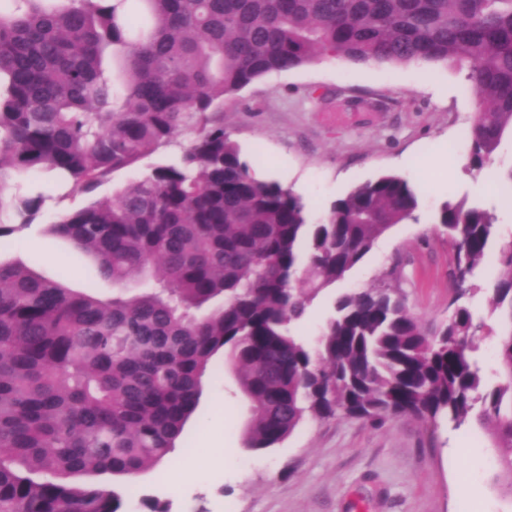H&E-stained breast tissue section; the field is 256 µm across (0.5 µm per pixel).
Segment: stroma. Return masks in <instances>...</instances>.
<instances>
[{
  "label": "stroma",
  "mask_w": 512,
  "mask_h": 512,
  "mask_svg": "<svg viewBox=\"0 0 512 512\" xmlns=\"http://www.w3.org/2000/svg\"><path fill=\"white\" fill-rule=\"evenodd\" d=\"M478 106L464 72L450 64L325 57L264 75L225 98L224 129L243 159L300 196L310 221L355 185L383 174L406 179L419 194V223L394 225L293 325L306 345L315 343L338 295L372 287L392 269L414 317L425 325L447 319L455 245L430 219L441 203L465 198L494 210L495 246L512 242V188L483 189L496 168L512 164V138H504L493 166L469 169L471 132L460 121L473 119ZM190 139L180 135L133 169L114 173L92 197L39 177L47 213L110 199ZM0 260L24 262L75 291L112 295L95 261L46 235L39 221L0 238ZM497 275L494 259H486L465 300L478 324L475 343L489 389L498 383L500 325L491 302ZM249 407L223 356H215L197 415L170 455L193 464L191 476L172 487L154 469L132 486L168 512H458L463 502L469 512H512V497L495 483L497 451L475 418L457 426L444 418L424 425L406 417H309L277 447L253 452L242 446Z\"/></svg>",
  "instance_id": "stroma-1"
}]
</instances>
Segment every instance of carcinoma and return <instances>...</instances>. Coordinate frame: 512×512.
<instances>
[{
    "label": "carcinoma",
    "instance_id": "carcinoma-1",
    "mask_svg": "<svg viewBox=\"0 0 512 512\" xmlns=\"http://www.w3.org/2000/svg\"><path fill=\"white\" fill-rule=\"evenodd\" d=\"M320 55L465 70L474 169L512 134V0H0V237L42 216L46 197L22 190L36 175L90 193L193 134L112 199L45 225L95 259L111 298L0 262V512H121L124 493L95 478L132 479L175 450L221 351L250 402L245 448L276 447L308 415L460 425L479 404L512 496L511 242L496 255L492 390L460 303L493 211L435 214L456 247L447 321L422 327L380 283L339 295L314 346L290 332L392 226L419 221L417 190L385 175L313 224L224 130V98Z\"/></svg>",
    "mask_w": 512,
    "mask_h": 512
}]
</instances>
